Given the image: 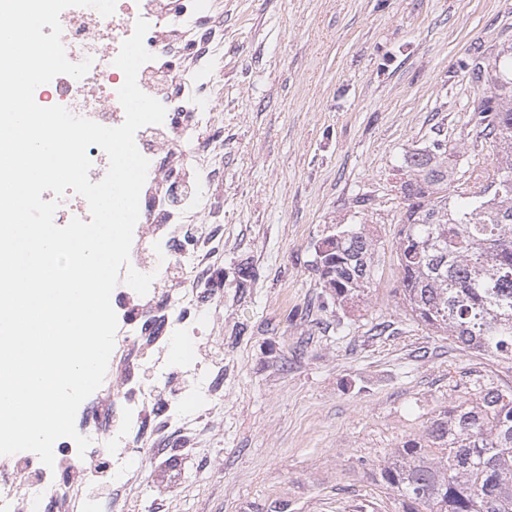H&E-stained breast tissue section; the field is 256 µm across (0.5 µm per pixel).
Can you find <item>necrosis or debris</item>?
<instances>
[{
  "mask_svg": "<svg viewBox=\"0 0 512 512\" xmlns=\"http://www.w3.org/2000/svg\"><path fill=\"white\" fill-rule=\"evenodd\" d=\"M211 8L210 0L188 8L179 0H117L109 17L82 7L60 15L68 59L93 64L80 79L56 76L45 103L108 127L125 120L117 96L124 74L113 61L137 19L150 24L144 44L153 59L137 83L166 115L135 136L150 166L130 263L154 280L147 295L124 283L111 295L115 346L102 385L78 409L79 431L91 440L85 454L62 438L51 468L28 451L0 456V512H31L46 500L57 512H96L107 498L127 504L151 451L203 437L224 403V362L209 357L204 342L220 306L200 295L216 275L214 243L224 235L223 225L199 221L212 208L202 186L218 167L194 150L219 123L214 104L224 96V36L200 26ZM184 42L197 48L189 64L175 61Z\"/></svg>",
  "mask_w": 512,
  "mask_h": 512,
  "instance_id": "obj_1",
  "label": "necrosis or debris"
}]
</instances>
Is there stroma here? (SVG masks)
I'll use <instances>...</instances> for the list:
<instances>
[{
	"mask_svg": "<svg viewBox=\"0 0 512 512\" xmlns=\"http://www.w3.org/2000/svg\"><path fill=\"white\" fill-rule=\"evenodd\" d=\"M224 23L216 265L224 305V415L202 446L153 451L139 512H400L368 476L476 380L512 386L400 303L396 173L448 145L458 168L494 166L472 120V63L512 46V0H212ZM370 237L358 306L333 300L316 249ZM386 323L384 334L376 324Z\"/></svg>",
	"mask_w": 512,
	"mask_h": 512,
	"instance_id": "35a3bbf8",
	"label": "stroma"
}]
</instances>
